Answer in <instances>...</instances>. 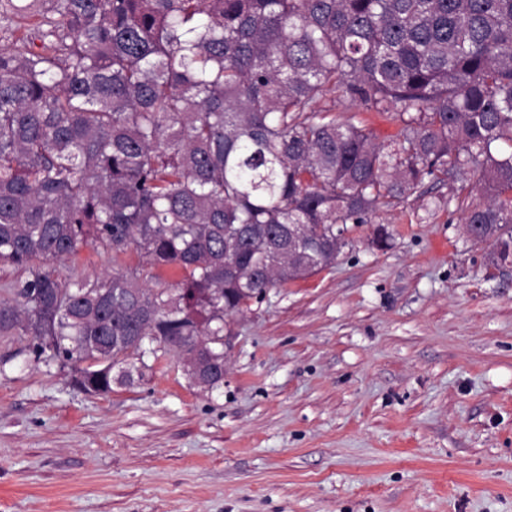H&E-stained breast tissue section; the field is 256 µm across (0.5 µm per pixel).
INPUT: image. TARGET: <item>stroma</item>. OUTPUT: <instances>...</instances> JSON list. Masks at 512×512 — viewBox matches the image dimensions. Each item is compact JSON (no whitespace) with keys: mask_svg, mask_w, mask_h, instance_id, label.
<instances>
[{"mask_svg":"<svg viewBox=\"0 0 512 512\" xmlns=\"http://www.w3.org/2000/svg\"><path fill=\"white\" fill-rule=\"evenodd\" d=\"M354 224L335 266L229 318L222 388L174 354L90 395L0 335V512H512V265L461 216L475 177ZM86 247L62 281L136 269Z\"/></svg>","mask_w":512,"mask_h":512,"instance_id":"35a3bbf8","label":"stroma"}]
</instances>
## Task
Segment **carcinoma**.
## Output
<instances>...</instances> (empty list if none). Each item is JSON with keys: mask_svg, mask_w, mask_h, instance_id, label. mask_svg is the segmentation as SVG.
Masks as SVG:
<instances>
[{"mask_svg": "<svg viewBox=\"0 0 512 512\" xmlns=\"http://www.w3.org/2000/svg\"><path fill=\"white\" fill-rule=\"evenodd\" d=\"M386 112L387 145L336 118ZM512 0H0V333L112 392L146 354L216 361L226 317L336 264V238L478 175L463 223L512 241ZM301 245L288 263V244ZM134 250L72 288L44 261ZM139 367L117 376L115 366Z\"/></svg>", "mask_w": 512, "mask_h": 512, "instance_id": "1", "label": "carcinoma"}]
</instances>
